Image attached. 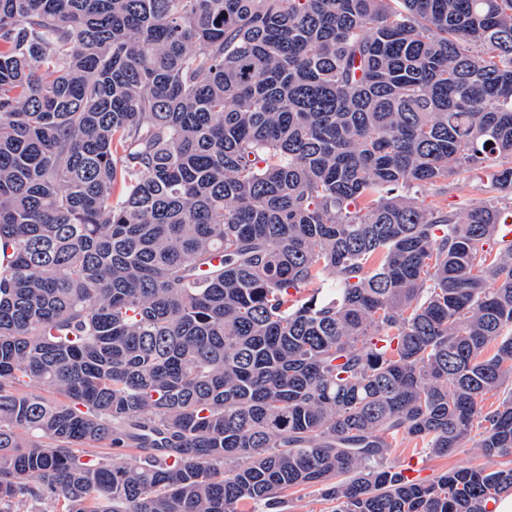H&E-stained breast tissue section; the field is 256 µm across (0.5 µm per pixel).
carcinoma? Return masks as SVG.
<instances>
[{"mask_svg":"<svg viewBox=\"0 0 512 512\" xmlns=\"http://www.w3.org/2000/svg\"><path fill=\"white\" fill-rule=\"evenodd\" d=\"M505 157L512 0H0V512H491ZM499 168L497 164L478 166L459 176H451L436 186L414 189L410 196L425 207L435 206L450 212H464L494 203L507 216L512 199L510 196L500 197L501 194L494 189V175ZM483 431L481 426L474 427L470 436L463 441L462 447L448 457L432 456L421 445L415 448L414 442L398 440L389 456V463L397 469H407L408 476L430 481L455 466L482 462L478 441ZM333 504L325 500L319 487H307L294 491L288 497V503L281 509H269L266 512H332Z\"/></svg>","mask_w":512,"mask_h":512,"instance_id":"1","label":"carcinoma"}]
</instances>
